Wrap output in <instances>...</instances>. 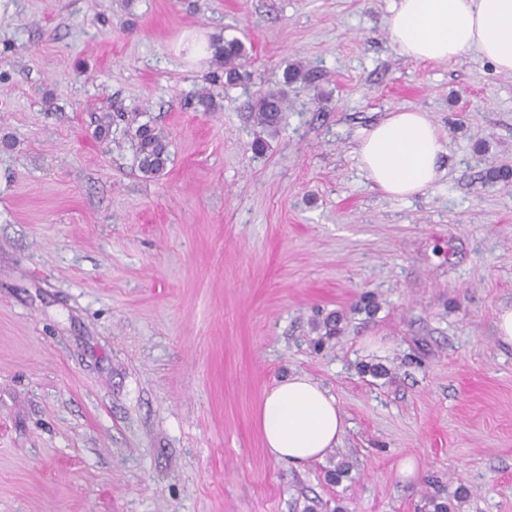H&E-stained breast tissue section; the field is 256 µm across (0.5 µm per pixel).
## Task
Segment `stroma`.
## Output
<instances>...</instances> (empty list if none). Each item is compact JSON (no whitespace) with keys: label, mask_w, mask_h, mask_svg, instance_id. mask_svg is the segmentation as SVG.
I'll list each match as a JSON object with an SVG mask.
<instances>
[{"label":"stroma","mask_w":512,"mask_h":512,"mask_svg":"<svg viewBox=\"0 0 512 512\" xmlns=\"http://www.w3.org/2000/svg\"><path fill=\"white\" fill-rule=\"evenodd\" d=\"M389 6L0 0V512H512V179L485 178L512 170V74L402 55ZM216 35L251 45L248 81ZM295 62L311 81L260 134L249 104ZM201 85L217 111L187 106ZM404 110L448 154L394 200L354 147ZM292 372L346 421L301 470L256 421ZM210 49L215 64L223 70L225 84L236 85L249 76L246 63L250 58V53L241 39L237 37L230 39L223 36L214 37ZM128 122L127 133L134 142L137 166L147 177L160 176L170 160L169 141L163 130L151 121Z\"/></svg>","instance_id":"1"}]
</instances>
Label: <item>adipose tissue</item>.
<instances>
[{
	"label": "adipose tissue",
	"mask_w": 512,
	"mask_h": 512,
	"mask_svg": "<svg viewBox=\"0 0 512 512\" xmlns=\"http://www.w3.org/2000/svg\"><path fill=\"white\" fill-rule=\"evenodd\" d=\"M386 24L414 60L447 62L473 52L512 72V0H391ZM355 154L372 188L403 200L438 181L447 148L428 114L409 110L366 130ZM256 417L268 455L296 469L323 459L345 430L336 398L303 373L277 382Z\"/></svg>",
	"instance_id": "ef3b65f1"
}]
</instances>
